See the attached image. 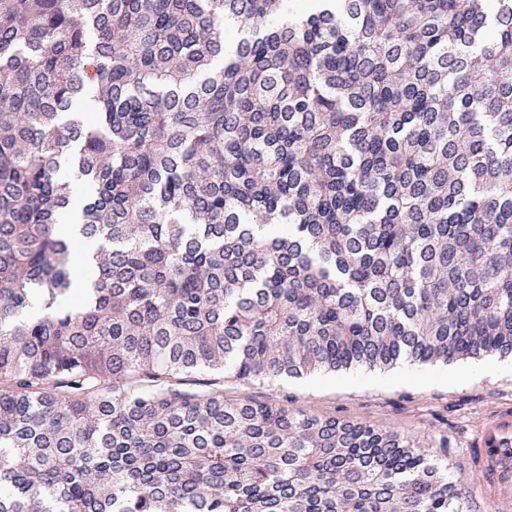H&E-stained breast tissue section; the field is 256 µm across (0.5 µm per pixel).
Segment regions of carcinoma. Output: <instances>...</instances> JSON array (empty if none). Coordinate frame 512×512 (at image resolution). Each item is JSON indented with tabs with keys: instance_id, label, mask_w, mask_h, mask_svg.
Wrapping results in <instances>:
<instances>
[{
	"instance_id": "1",
	"label": "carcinoma",
	"mask_w": 512,
	"mask_h": 512,
	"mask_svg": "<svg viewBox=\"0 0 512 512\" xmlns=\"http://www.w3.org/2000/svg\"><path fill=\"white\" fill-rule=\"evenodd\" d=\"M487 354L512 0H0V512H461L398 431L184 384Z\"/></svg>"
}]
</instances>
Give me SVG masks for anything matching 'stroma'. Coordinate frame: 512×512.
I'll return each mask as SVG.
<instances>
[{"label":"stroma","mask_w":512,"mask_h":512,"mask_svg":"<svg viewBox=\"0 0 512 512\" xmlns=\"http://www.w3.org/2000/svg\"><path fill=\"white\" fill-rule=\"evenodd\" d=\"M224 394L285 404L321 417L396 430L437 455L465 496L463 512H493L479 496L467 449L512 412V360L496 355L448 364L321 372L301 379L244 382L224 376Z\"/></svg>","instance_id":"stroma-1"}]
</instances>
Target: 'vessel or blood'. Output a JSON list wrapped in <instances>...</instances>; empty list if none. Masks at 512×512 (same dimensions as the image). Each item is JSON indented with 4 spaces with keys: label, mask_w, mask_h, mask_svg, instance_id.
I'll return each instance as SVG.
<instances>
[{
    "label": "vessel or blood",
    "mask_w": 512,
    "mask_h": 512,
    "mask_svg": "<svg viewBox=\"0 0 512 512\" xmlns=\"http://www.w3.org/2000/svg\"><path fill=\"white\" fill-rule=\"evenodd\" d=\"M479 472L478 490H490V503L502 512L512 507V424L489 427L483 434L482 445L470 449Z\"/></svg>",
    "instance_id": "b4317fda"
}]
</instances>
